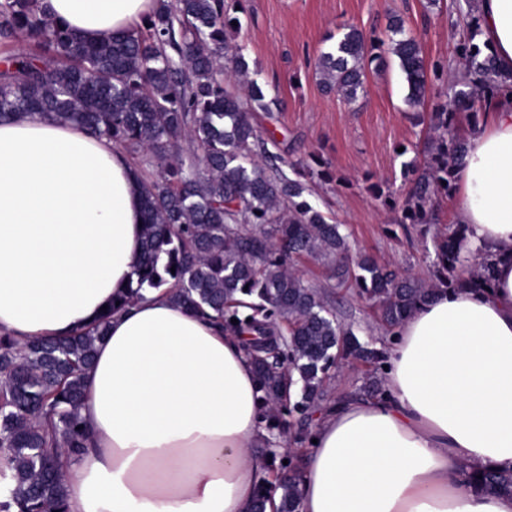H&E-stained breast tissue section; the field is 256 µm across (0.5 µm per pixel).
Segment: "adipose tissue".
<instances>
[{
	"label": "adipose tissue",
	"mask_w": 512,
	"mask_h": 512,
	"mask_svg": "<svg viewBox=\"0 0 512 512\" xmlns=\"http://www.w3.org/2000/svg\"><path fill=\"white\" fill-rule=\"evenodd\" d=\"M87 41L154 0H42ZM477 44L506 75L471 124L455 221L491 288L444 289L389 345L380 399L320 410L298 512H512L470 474L512 470V0H477ZM141 184L125 154L38 114L0 123V333L87 325L141 252ZM90 445L64 457L67 512H249L270 434L240 337L165 289L113 314L86 380Z\"/></svg>",
	"instance_id": "adipose-tissue-1"
}]
</instances>
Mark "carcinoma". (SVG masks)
Wrapping results in <instances>:
<instances>
[{
    "label": "carcinoma",
    "mask_w": 512,
    "mask_h": 512,
    "mask_svg": "<svg viewBox=\"0 0 512 512\" xmlns=\"http://www.w3.org/2000/svg\"><path fill=\"white\" fill-rule=\"evenodd\" d=\"M241 0H156L137 28L89 44L47 19L39 0H0V40L28 51L0 69V122L22 112L45 114L114 143L144 170L145 215L141 256L127 289L97 319L74 334L19 344L0 334V512H66L62 448L76 455L89 437L80 415L84 375L112 314L159 288L196 316L248 334L246 350L265 408L267 429L306 447L311 417L335 404L329 382L351 358L382 368L387 346L360 341L320 292L297 269L303 259L333 261L337 276L351 277L357 294L390 330L443 289L491 286V265L465 264V225L434 233L436 261L427 279L400 274L370 255H352L343 225L331 223L302 198L275 156L257 161L252 113L267 112L265 94L251 83L244 96L230 90L221 57L235 30L231 15ZM474 20L465 23L458 55L473 80L429 114L420 161L404 165L411 189L404 224H437L433 200L448 196L465 152L453 118L477 113L499 84L490 55L474 43ZM398 59L412 107L431 94L429 75L448 79V64L429 63L420 37L394 19L388 38L344 26L320 53L316 73L327 90L348 101L366 91L383 52ZM238 323H231V319ZM288 464H283V461ZM286 480H268L271 468ZM298 454L269 453L260 469L250 512H297ZM472 476L474 486L512 494V472Z\"/></svg>",
    "instance_id": "obj_1"
}]
</instances>
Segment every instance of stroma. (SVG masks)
<instances>
[{
    "instance_id": "1",
    "label": "stroma",
    "mask_w": 512,
    "mask_h": 512,
    "mask_svg": "<svg viewBox=\"0 0 512 512\" xmlns=\"http://www.w3.org/2000/svg\"><path fill=\"white\" fill-rule=\"evenodd\" d=\"M426 0H244L232 46L249 63L248 78L272 107L258 112L261 134L256 155L272 152L285 161L320 157L327 177L304 179V197L333 222L345 225L350 246L390 269L428 278L434 253L425 246L421 224L402 223L399 208L409 190L401 170L413 160L418 140L415 112L433 111L441 91L420 107L407 105V87L394 56L371 74L367 91L349 102L324 91L315 66L345 25L386 33L392 17L420 35L429 61L456 69L464 14L459 0H442L428 11ZM298 269L306 283L321 288L360 340L380 343L386 332L350 281H339L333 267L306 260Z\"/></svg>"
}]
</instances>
